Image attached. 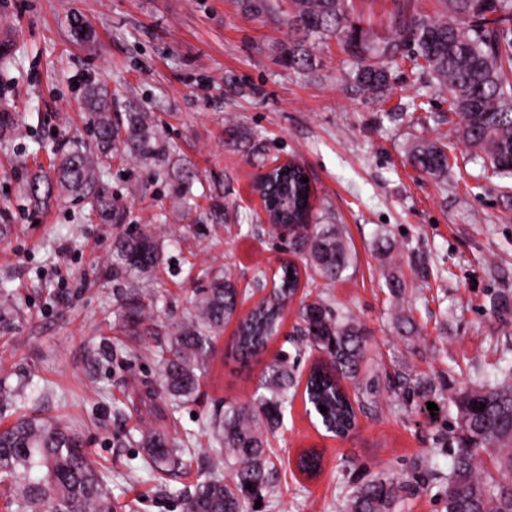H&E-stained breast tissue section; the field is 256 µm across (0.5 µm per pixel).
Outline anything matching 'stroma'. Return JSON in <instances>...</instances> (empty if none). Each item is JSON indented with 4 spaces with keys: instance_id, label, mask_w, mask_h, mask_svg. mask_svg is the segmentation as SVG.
<instances>
[{
    "instance_id": "stroma-1",
    "label": "stroma",
    "mask_w": 512,
    "mask_h": 512,
    "mask_svg": "<svg viewBox=\"0 0 512 512\" xmlns=\"http://www.w3.org/2000/svg\"><path fill=\"white\" fill-rule=\"evenodd\" d=\"M290 11L289 0L260 18L245 15L239 0H0V33L14 49L0 105L20 115L0 139V225L10 229L0 239V388L17 400L0 411V426L19 410L65 422L108 467L113 497L131 512H183L178 493L204 479L211 453L201 424L222 405L252 401L275 356L287 355L301 380L315 360L297 353L296 311L246 369L229 351L235 326L225 325L196 400L179 414L180 430L195 435L192 451L177 478L155 479L135 441L141 428L160 423L139 394L143 384L161 383L155 334L188 319L224 269L243 286L255 267L292 257L250 198L261 166L299 161L315 189L318 222L345 229L353 264L331 288L318 279L301 292L312 302L331 292L357 317L377 403L358 410L357 429L339 439L295 398L269 437L273 481L258 512H345L354 487L376 476L404 479L402 512H445L456 436L451 399L512 358V316L492 307L512 294V179L483 173L428 73L406 63L391 68L380 102L357 87L353 60L336 41L315 43L313 70L285 66ZM393 11V0H354L350 21L381 41L393 34ZM74 14L90 24L89 40H76ZM91 80L105 81L120 104L152 113L171 160L198 169L200 206L224 204L223 223L183 222L158 165L113 158L109 187L127 202L131 224L153 225L165 246L144 278L165 290L149 335L122 327L129 286L110 270L117 228L86 223L66 196L33 213L21 191L28 174L48 170L71 140L87 137L82 97ZM419 137L447 144L446 179L408 162ZM381 237L392 245L390 258L374 247ZM391 272L405 282L404 298L388 288ZM400 307L418 335L399 333ZM107 336L113 354L102 357ZM308 448L324 456L312 479L294 466Z\"/></svg>"
}]
</instances>
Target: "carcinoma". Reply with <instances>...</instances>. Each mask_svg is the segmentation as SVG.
<instances>
[{
	"label": "carcinoma",
	"instance_id": "obj_1",
	"mask_svg": "<svg viewBox=\"0 0 512 512\" xmlns=\"http://www.w3.org/2000/svg\"><path fill=\"white\" fill-rule=\"evenodd\" d=\"M249 16L271 12L270 0H240ZM394 35L378 46L361 28L349 24L348 0H291L288 28L293 33L283 49L284 62L296 69L316 66L305 37L334 38L356 58L355 83L376 96L389 84V65L409 61L429 69L439 90L448 94V111L460 119L463 143L484 155L485 166L501 177H512V0H440L443 10L430 17L415 10V0H394ZM85 111L91 117L89 140H77L54 165L55 176L34 173L23 183L29 206L43 210L64 191L86 206L85 219L118 228L129 219L123 201L109 190L105 177L112 158L163 162L168 148L158 140L149 112H119L114 95L98 80L86 86ZM412 165L436 178L448 177L446 145L419 139L409 149ZM188 220H199L192 193L197 178L190 165L173 174ZM301 173L276 170L263 191L286 198L281 219L288 222V244L306 255V268L325 281L336 282L352 262L351 250L337 224H312L308 185ZM162 247L149 227L121 236L112 256V276L136 282L159 266ZM273 288L245 314L239 306L252 295L240 291L231 271L212 278L210 288L195 302V314L171 326L168 339L157 344L162 367L161 390L140 393L141 401L165 400L166 424L140 430L150 466L159 481L183 465L184 449L176 447L168 427L180 423L176 413L198 392L201 373L212 354L213 340L224 324L236 321L231 354L250 366L279 335L288 304L300 288L301 274L292 262L279 267ZM157 293L130 289L122 309V326L135 330L152 321ZM300 344L321 350L328 360L310 372L303 398L325 431L335 437L356 423L354 404L371 395L370 388L348 393L364 378L366 344L358 321L342 306L321 298L298 308ZM294 371L275 359L263 371L261 389L253 400L229 404L202 429L216 449L206 478L182 492L185 512H249L247 490L268 486L267 435L283 424L284 410L297 395ZM485 404L479 410V404ZM457 447L452 451L445 490L446 512H512V365L504 378L480 383L454 398ZM327 412H320L319 406ZM79 436L46 417L21 414L0 428V500L6 512H125L127 505L112 497L106 468L92 461ZM493 456L498 477L478 470L481 455ZM230 469L224 479L222 469ZM251 488H246V485ZM394 480L371 479L356 488L345 512H397Z\"/></svg>",
	"mask_w": 512,
	"mask_h": 512
}]
</instances>
